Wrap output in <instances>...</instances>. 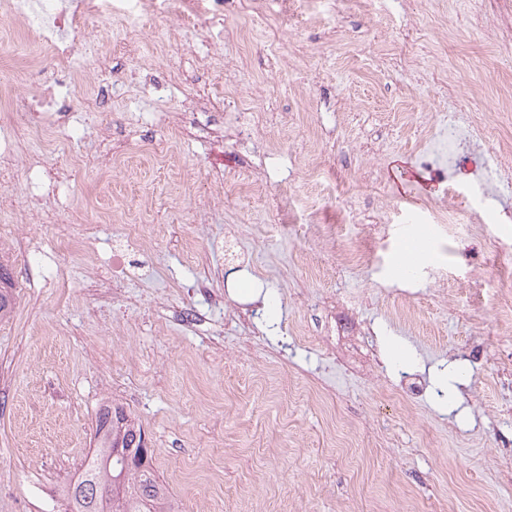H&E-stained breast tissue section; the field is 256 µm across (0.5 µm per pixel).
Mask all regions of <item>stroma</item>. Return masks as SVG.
Returning <instances> with one entry per match:
<instances>
[{"label": "stroma", "mask_w": 512, "mask_h": 512, "mask_svg": "<svg viewBox=\"0 0 512 512\" xmlns=\"http://www.w3.org/2000/svg\"><path fill=\"white\" fill-rule=\"evenodd\" d=\"M449 0H350L338 17L273 8L255 23L243 0L224 7L225 62L194 28L142 12L134 51L116 29L111 101L89 110L75 97L74 135L91 170L77 173L69 208L86 215L68 236L0 214L15 238L0 264L15 306L0 320V512H51L90 451L102 404L121 406L154 448V469L179 512H357L361 504L416 502L428 512H512V314L498 301V268L485 236L512 250V212L470 194L452 199V231L414 235L418 208L447 189L419 162L440 131L448 86L486 122L487 149L512 135L498 98L512 83V51L478 26L436 9ZM171 42L174 52H159ZM383 54L414 57L410 69ZM213 106L165 133L190 96ZM285 124L233 136L251 113ZM130 159L96 172L100 127ZM168 138L165 157L154 154ZM328 140L330 192L298 174L294 198L315 205L304 237L278 235L288 214L282 171L311 161ZM279 154L261 193L250 189ZM389 225L374 268L345 267L314 231L341 223L347 203ZM481 210L484 225L466 223ZM420 242L413 270L478 277L475 306L455 289L421 281L408 299L380 294ZM211 292L200 295L197 281ZM336 299V315L300 305ZM373 326V345L356 340ZM484 346L488 361L467 357ZM430 382L407 406L391 388L400 372Z\"/></svg>", "instance_id": "35a3bbf8"}]
</instances>
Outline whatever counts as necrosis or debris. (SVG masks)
<instances>
[{
	"label": "necrosis or debris",
	"mask_w": 512,
	"mask_h": 512,
	"mask_svg": "<svg viewBox=\"0 0 512 512\" xmlns=\"http://www.w3.org/2000/svg\"><path fill=\"white\" fill-rule=\"evenodd\" d=\"M473 18L482 21L481 32L488 42L512 39V0H466ZM148 8L159 17L174 16L193 23L204 38L224 21V0H148ZM125 21V36L137 41L141 28L134 0H0V60L17 63V75L27 85L25 95H14L0 86L6 104L0 120V211L14 210L16 202L8 186L26 177L38 201H50L57 210H67L65 182L78 166L60 156L59 136L74 110L72 93L82 90L89 104L112 97V73L106 65L111 48H101L96 62H85L80 53L95 27ZM22 25L24 41L12 35ZM457 85L448 87V135L441 144L425 145L422 164L439 182L453 183L459 170H468L470 186L483 198L501 201L512 194V141L502 140L495 164H488L483 147V121L479 113L464 112L458 102ZM34 137L46 138L44 159L53 161L52 185H44L36 162L24 155L22 145ZM388 239L382 224H365L353 246L342 254L355 267L370 266Z\"/></svg>",
	"instance_id": "1"
}]
</instances>
